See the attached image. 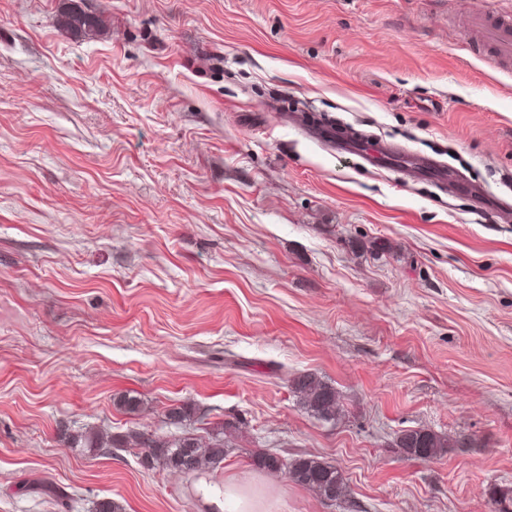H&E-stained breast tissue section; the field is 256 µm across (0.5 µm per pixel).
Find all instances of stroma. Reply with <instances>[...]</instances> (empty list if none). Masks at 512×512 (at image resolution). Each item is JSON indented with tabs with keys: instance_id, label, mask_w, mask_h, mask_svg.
<instances>
[{
	"instance_id": "35a3bbf8",
	"label": "stroma",
	"mask_w": 512,
	"mask_h": 512,
	"mask_svg": "<svg viewBox=\"0 0 512 512\" xmlns=\"http://www.w3.org/2000/svg\"><path fill=\"white\" fill-rule=\"evenodd\" d=\"M0 0V512H205L201 479L317 456L331 505L496 512L512 490V63L470 19L512 0ZM327 116L482 189L402 179L315 139ZM498 201V209L487 201ZM339 394L311 417L288 380ZM141 401L127 413L119 401ZM192 415L172 426L166 412ZM220 468L89 452L94 428L207 441ZM447 439L417 459L407 429ZM62 25L76 34H89L97 32L101 21L94 15L85 11L79 4L71 3L61 16ZM63 440L69 444L70 448H89L92 452L102 451L106 447L99 433L92 429L64 435Z\"/></svg>"
}]
</instances>
